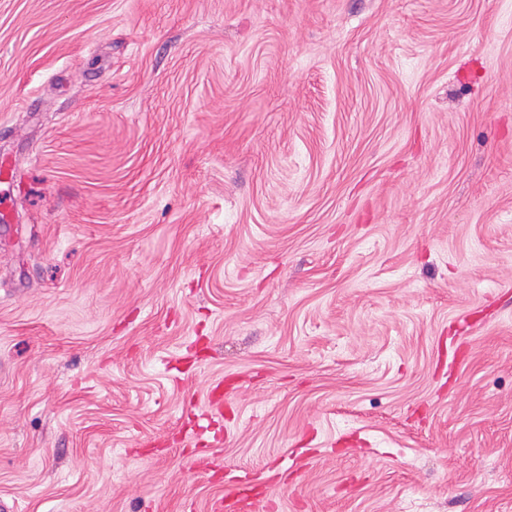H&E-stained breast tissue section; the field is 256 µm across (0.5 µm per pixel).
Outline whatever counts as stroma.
<instances>
[{"instance_id":"1","label":"stroma","mask_w":512,"mask_h":512,"mask_svg":"<svg viewBox=\"0 0 512 512\" xmlns=\"http://www.w3.org/2000/svg\"><path fill=\"white\" fill-rule=\"evenodd\" d=\"M0 193V512H512V0H0Z\"/></svg>"}]
</instances>
